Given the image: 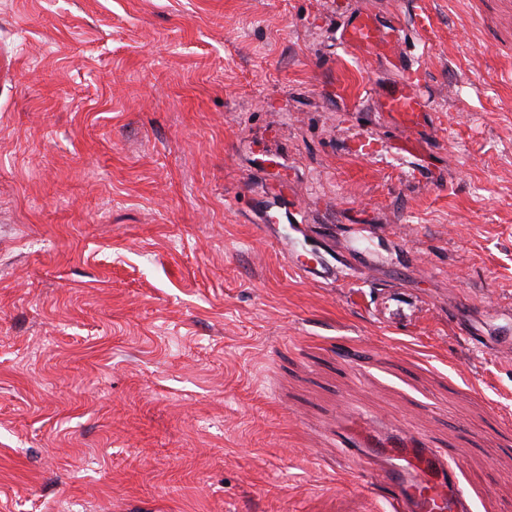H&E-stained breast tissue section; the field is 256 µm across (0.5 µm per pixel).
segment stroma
<instances>
[{"instance_id":"stroma-1","label":"stroma","mask_w":512,"mask_h":512,"mask_svg":"<svg viewBox=\"0 0 512 512\" xmlns=\"http://www.w3.org/2000/svg\"><path fill=\"white\" fill-rule=\"evenodd\" d=\"M0 50V512H394L359 418L512 512L503 0H0ZM343 38L352 49H370L400 66L404 64L399 51L398 37L393 31H385L376 19L369 15H357L349 19ZM405 82L391 87H382L376 96L379 108L384 112H394L406 128H412L418 121L421 112L418 95L417 77L419 70L406 69Z\"/></svg>"}]
</instances>
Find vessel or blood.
Returning <instances> with one entry per match:
<instances>
[{"label": "vessel or blood", "mask_w": 512, "mask_h": 512, "mask_svg": "<svg viewBox=\"0 0 512 512\" xmlns=\"http://www.w3.org/2000/svg\"><path fill=\"white\" fill-rule=\"evenodd\" d=\"M343 38L352 49H370L395 63L403 61L394 32L384 30L371 16L349 19ZM417 77V71H408L405 82L380 88L376 96L379 108L398 115L408 128L420 116ZM365 454L383 462L377 479L391 489L396 512H471L458 473L448 461L449 449L395 441L370 445Z\"/></svg>", "instance_id": "obj_1"}]
</instances>
